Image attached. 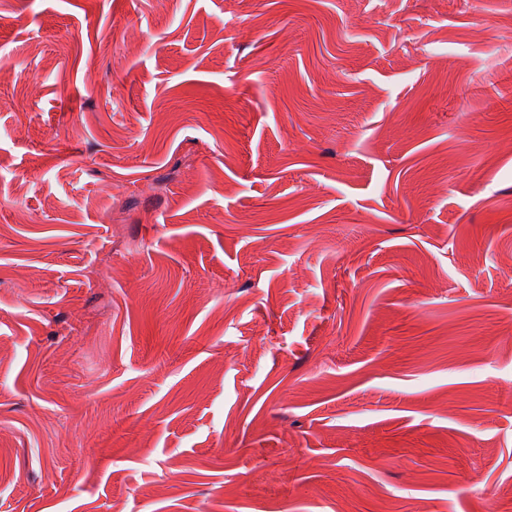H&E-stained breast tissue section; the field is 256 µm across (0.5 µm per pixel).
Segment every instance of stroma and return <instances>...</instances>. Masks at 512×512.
Segmentation results:
<instances>
[{"instance_id":"1","label":"stroma","mask_w":512,"mask_h":512,"mask_svg":"<svg viewBox=\"0 0 512 512\" xmlns=\"http://www.w3.org/2000/svg\"><path fill=\"white\" fill-rule=\"evenodd\" d=\"M493 501L512 0H0V512Z\"/></svg>"}]
</instances>
